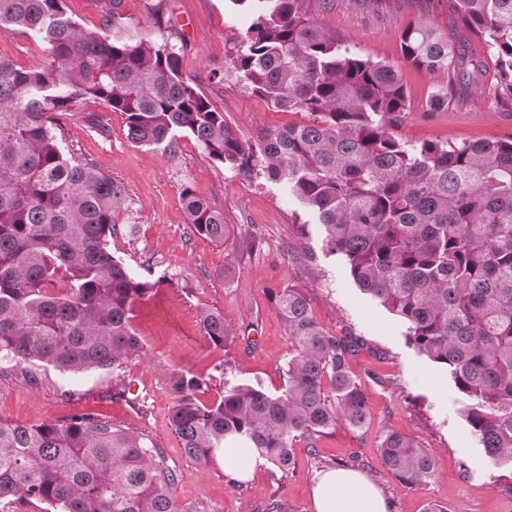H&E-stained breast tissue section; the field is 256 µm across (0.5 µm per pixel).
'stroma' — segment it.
I'll return each instance as SVG.
<instances>
[{
    "label": "stroma",
    "instance_id": "1",
    "mask_svg": "<svg viewBox=\"0 0 512 512\" xmlns=\"http://www.w3.org/2000/svg\"><path fill=\"white\" fill-rule=\"evenodd\" d=\"M163 17L155 19L154 6ZM306 9L327 31L357 54L397 65L409 97L400 130L411 142L461 143L512 138V103L495 94L497 69L483 42L448 20V0H308ZM130 40L154 39L161 27L181 33L184 73L223 111L239 136L257 139L265 131L306 124V112L270 110L236 78L227 76V54L244 18L230 0H126ZM430 19L450 43L465 47L480 62V95L444 76L404 64L402 32ZM0 57L28 69L44 59L41 45L19 32L0 33ZM448 86L447 106L431 110L427 101L438 84ZM104 116L108 132L98 135L88 116ZM63 145L71 154L95 162L120 182L129 208L118 219L110 248L135 276L155 286L136 303L133 326L147 355L127 365L129 398H118L111 370L69 373L32 365L27 372L0 366V418L29 425L92 412L147 438L175 474V496L187 512H264L270 498L287 512H314L311 487L324 463L336 462L365 474L380 489L389 512H425L437 503L447 512H512V494L501 491L499 468L490 461L463 417L464 398L446 369L432 363L408 341L405 324L354 284L340 256L323 249L318 232L301 236L309 216L296 199L265 179H248L214 162L188 135L175 153L132 144L122 113L99 101L77 103L63 119ZM196 195L224 211L231 235L216 245L184 222L181 192ZM262 238L246 251L243 240ZM231 277H223L224 267ZM296 285L308 297L317 320L333 335L352 336L357 352L349 360L370 405L359 429H334L298 439L294 467L272 480L268 466L230 484L223 457L204 464L188 456L171 425L175 396L172 373L202 377L197 398L219 401L225 384L247 383L277 393L285 386L292 341L276 316L273 290ZM221 310L233 334L224 347L209 345L200 312ZM398 430L427 449L435 475L425 485L402 487L383 466L379 446Z\"/></svg>",
    "mask_w": 512,
    "mask_h": 512
}]
</instances>
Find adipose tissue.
I'll return each mask as SVG.
<instances>
[{"mask_svg":"<svg viewBox=\"0 0 512 512\" xmlns=\"http://www.w3.org/2000/svg\"><path fill=\"white\" fill-rule=\"evenodd\" d=\"M315 512H388V504L365 475L336 468L318 475L312 488Z\"/></svg>","mask_w":512,"mask_h":512,"instance_id":"adipose-tissue-1","label":"adipose tissue"}]
</instances>
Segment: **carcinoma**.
<instances>
[{"label": "carcinoma", "instance_id": "obj_1", "mask_svg": "<svg viewBox=\"0 0 512 512\" xmlns=\"http://www.w3.org/2000/svg\"><path fill=\"white\" fill-rule=\"evenodd\" d=\"M124 2L99 0V28L86 29L66 0H0V32L28 33L45 52L30 69L0 58V357L120 376L146 355L132 319L155 284L110 249L126 190L65 153L58 136L60 118L93 98L126 116L132 143L172 153L191 135L211 160L301 202L358 288L446 367L487 457L512 467V140L409 142L398 134L408 101L396 66L352 52L308 15L307 0H230L248 22L228 70L268 108L314 116L245 140L184 75L170 37H126ZM448 13L493 51L497 94L512 102V0H448ZM401 47L429 74L470 75L473 61L429 21L405 29ZM181 199L185 223L224 245V211L189 187ZM272 304L294 347L281 392L227 384L205 405L196 398L204 381L189 371L171 374L170 388L189 456L207 463L245 438L275 478L293 465L298 438L339 421L360 428L370 406L348 370L353 344L324 330L302 289L288 285ZM200 321L208 343L231 339L223 312L205 309ZM379 453L406 488L434 475L428 451L406 434L388 433ZM174 485L143 436L91 413L36 426L0 419V503L188 512Z\"/></svg>", "mask_w": 512, "mask_h": 512}]
</instances>
